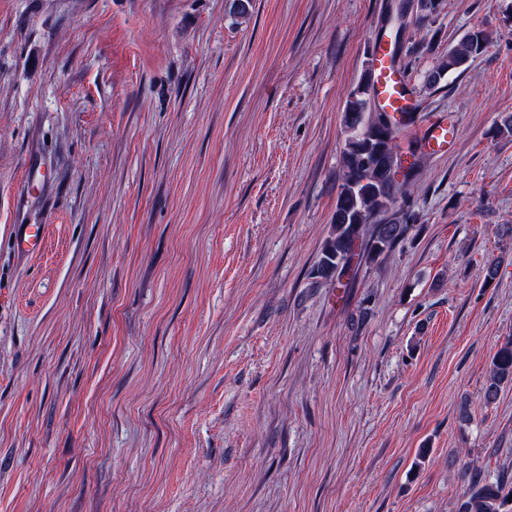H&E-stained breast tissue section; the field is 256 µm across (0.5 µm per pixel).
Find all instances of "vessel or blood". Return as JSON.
I'll use <instances>...</instances> for the list:
<instances>
[{
  "mask_svg": "<svg viewBox=\"0 0 512 512\" xmlns=\"http://www.w3.org/2000/svg\"><path fill=\"white\" fill-rule=\"evenodd\" d=\"M374 78L379 104L399 116L403 127L422 123L424 142L430 148L443 149L452 145L457 134L455 125L443 113L425 119L420 117L418 99L407 76L393 65L389 52L381 46L374 50ZM14 245L23 253L41 252L45 245L44 225H23L15 236Z\"/></svg>",
  "mask_w": 512,
  "mask_h": 512,
  "instance_id": "b4317fda",
  "label": "vessel or blood"
}]
</instances>
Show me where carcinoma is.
Listing matches in <instances>:
<instances>
[{"label":"carcinoma","instance_id":"carcinoma-1","mask_svg":"<svg viewBox=\"0 0 512 512\" xmlns=\"http://www.w3.org/2000/svg\"><path fill=\"white\" fill-rule=\"evenodd\" d=\"M487 38L476 30L464 35L448 50L427 75L434 86L445 75L461 69L469 60L483 54ZM380 109L373 98L351 90L343 109L345 129L341 151V184L332 216V232L325 240L314 278L341 283V279L363 264H373L391 251L408 230V218L389 215L399 193L411 180L418 165L421 144L408 141L402 149L397 142V122L380 127ZM512 384V340L505 341L493 355L483 399L491 403L500 390ZM507 474L494 481L469 475V490L458 502V512H503L509 494Z\"/></svg>","mask_w":512,"mask_h":512}]
</instances>
